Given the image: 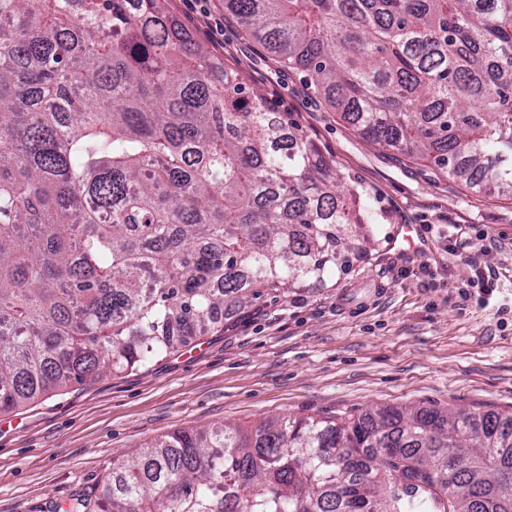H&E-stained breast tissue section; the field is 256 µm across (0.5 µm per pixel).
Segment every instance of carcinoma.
<instances>
[{"label": "carcinoma", "instance_id": "carcinoma-1", "mask_svg": "<svg viewBox=\"0 0 512 512\" xmlns=\"http://www.w3.org/2000/svg\"><path fill=\"white\" fill-rule=\"evenodd\" d=\"M224 10L368 141L512 200V0ZM375 220L164 0H0V411L324 281ZM60 512H512V416L179 430Z\"/></svg>", "mask_w": 512, "mask_h": 512}]
</instances>
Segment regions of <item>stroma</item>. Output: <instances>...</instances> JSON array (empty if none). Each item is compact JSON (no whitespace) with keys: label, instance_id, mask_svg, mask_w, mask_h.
<instances>
[{"label":"stroma","instance_id":"35a3bbf8","mask_svg":"<svg viewBox=\"0 0 512 512\" xmlns=\"http://www.w3.org/2000/svg\"><path fill=\"white\" fill-rule=\"evenodd\" d=\"M166 6L364 190L377 212L370 248L327 285L266 302L149 368L0 411V512H54L97 493L137 448L177 430L382 406L512 414V200L367 142L223 0ZM401 224L422 250L391 248ZM481 273L491 291L462 301Z\"/></svg>","mask_w":512,"mask_h":512}]
</instances>
